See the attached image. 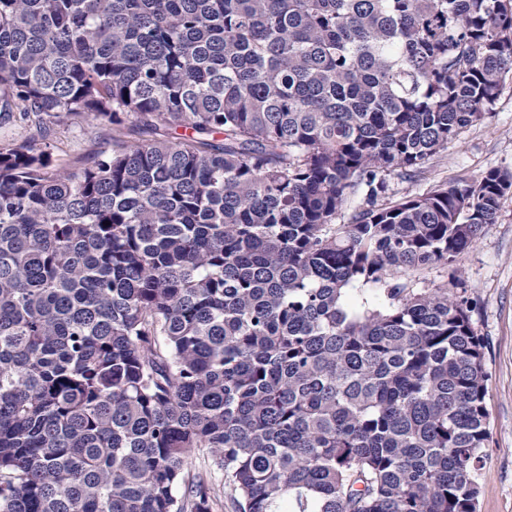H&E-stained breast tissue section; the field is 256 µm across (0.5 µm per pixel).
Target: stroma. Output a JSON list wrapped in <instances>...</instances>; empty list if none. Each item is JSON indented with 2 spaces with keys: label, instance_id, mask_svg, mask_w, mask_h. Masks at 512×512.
Instances as JSON below:
<instances>
[{
  "label": "stroma",
  "instance_id": "stroma-1",
  "mask_svg": "<svg viewBox=\"0 0 512 512\" xmlns=\"http://www.w3.org/2000/svg\"><path fill=\"white\" fill-rule=\"evenodd\" d=\"M109 144L105 125L68 120L56 130L53 159L57 166L68 168ZM491 169L512 171V80L506 82L490 118L464 128L427 161L414 180L392 179L385 199L392 202L422 195L441 184L477 180ZM454 270L475 303L473 326L485 341L490 439L482 450L477 475V510L512 512V194L502 199L496 223L483 229L456 268L431 265L422 270L419 285L449 281Z\"/></svg>",
  "mask_w": 512,
  "mask_h": 512
}]
</instances>
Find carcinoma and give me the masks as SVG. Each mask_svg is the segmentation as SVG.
Instances as JSON below:
<instances>
[{"instance_id": "carcinoma-1", "label": "carcinoma", "mask_w": 512, "mask_h": 512, "mask_svg": "<svg viewBox=\"0 0 512 512\" xmlns=\"http://www.w3.org/2000/svg\"><path fill=\"white\" fill-rule=\"evenodd\" d=\"M509 76L512 0H0V512H213L195 451L235 512H477L483 339L416 275L512 172L378 201ZM110 146L108 127L99 121L77 118L57 127L53 159L57 167H71L77 158L83 160L88 153Z\"/></svg>"}]
</instances>
